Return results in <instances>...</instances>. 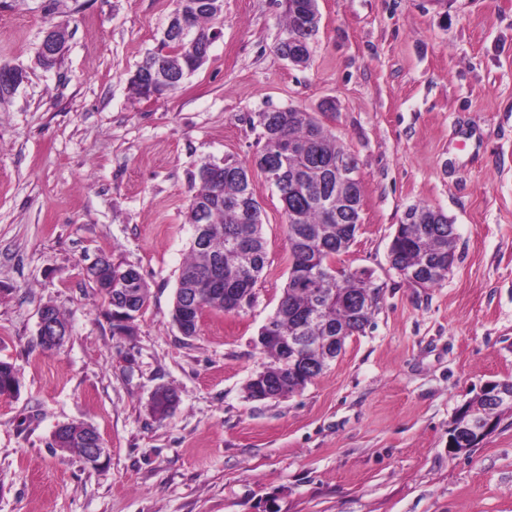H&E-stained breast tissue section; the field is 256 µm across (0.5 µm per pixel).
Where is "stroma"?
Wrapping results in <instances>:
<instances>
[{"label": "stroma", "instance_id": "1", "mask_svg": "<svg viewBox=\"0 0 512 512\" xmlns=\"http://www.w3.org/2000/svg\"><path fill=\"white\" fill-rule=\"evenodd\" d=\"M175 0H0V64L27 73L0 104V512H512V413L469 452L448 450L456 411L512 379V0H318L307 66L276 47L284 0H224L206 63L158 100L129 79ZM68 32L46 70L45 34ZM313 113L357 161L362 223L337 267L381 288L363 333L300 392L254 400L255 340L291 257L261 173L267 265L254 304L171 319L192 234L191 176L262 147L258 115ZM440 209L456 260L430 288L389 247L408 207ZM136 268L150 302L112 331L88 274L98 255ZM69 334L38 345V313ZM177 398L166 415L156 389ZM92 425L85 463L55 430ZM55 312L57 316L60 317V320L63 322H60L59 319L56 317L54 311L52 310L51 306H45L42 307L39 311L38 315V332L37 336H45L40 337L38 340L39 346L46 351H51L54 349H57L60 347L64 341V339L55 341L53 338L48 336H67L69 333V328L66 323V321L61 316L60 312L54 307Z\"/></svg>", "mask_w": 512, "mask_h": 512}]
</instances>
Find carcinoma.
I'll return each mask as SVG.
<instances>
[{
    "label": "carcinoma",
    "instance_id": "cac0c4a2",
    "mask_svg": "<svg viewBox=\"0 0 512 512\" xmlns=\"http://www.w3.org/2000/svg\"><path fill=\"white\" fill-rule=\"evenodd\" d=\"M315 2L286 0L288 40L282 39L277 45V52L284 58L296 55L304 64L309 61V42L318 27L308 17V6ZM223 3L224 0H177L174 14L184 16L191 31L205 38L212 30L208 23L223 16ZM202 66L203 63L191 60L190 50L182 41L167 36L161 39L157 51L137 68L130 85L138 96L153 82L177 88L188 73ZM264 125L263 146L256 157L224 164L223 181L215 183L200 173L192 177L190 200L212 202L207 222L213 226V232L205 244H190V254L179 269L171 316L175 322L180 320L186 291L196 287L194 279L205 277L218 262L224 266V288L203 298L201 310L231 313L238 298L246 294L255 296L254 289L266 265L263 210L252 183H242L238 175L258 168L278 193L291 253V269L283 295L259 335L301 334L308 338L311 353L306 355L308 363L301 367L306 385L337 357L335 353L318 352V345L328 336L340 337V345H345L347 338L364 331L377 308L375 304L364 310L355 308L356 302L372 291V284L346 270L332 288L300 285L304 274L311 270H331L336 256L353 243L361 220L356 203L361 201L362 185L358 183L354 187L353 204L347 206L336 198V156L347 151L311 113L299 109L267 112ZM291 143L300 146L301 151L288 154ZM328 204L343 210L345 220L339 238L336 224L328 223ZM453 235L454 224L441 210L425 204L412 205L391 241L389 258L395 265L425 266L433 286L439 282L438 270L448 266V237ZM124 270L122 265L114 264L96 282V288L111 306L112 329L117 333L132 329L126 322L129 318L126 308L140 310L148 301V288L124 284ZM6 387L16 390L18 383L12 364L0 360V395ZM511 409L479 392L459 408L449 434L457 447L473 448L478 423L490 422L495 427L501 415ZM58 439L59 447L82 458L88 447V426L65 425Z\"/></svg>",
    "mask_w": 512,
    "mask_h": 512
}]
</instances>
